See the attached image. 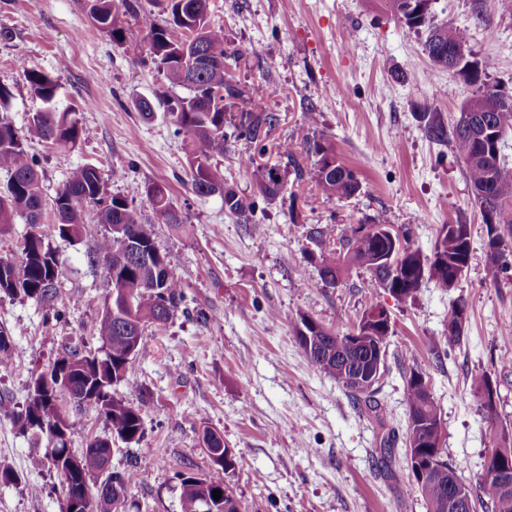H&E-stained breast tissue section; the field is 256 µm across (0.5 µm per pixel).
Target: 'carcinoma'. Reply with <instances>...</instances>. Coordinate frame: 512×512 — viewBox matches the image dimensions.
<instances>
[{
  "mask_svg": "<svg viewBox=\"0 0 512 512\" xmlns=\"http://www.w3.org/2000/svg\"><path fill=\"white\" fill-rule=\"evenodd\" d=\"M90 15L95 25L107 34L114 43L125 39L124 28L119 25V10L129 14L138 13L139 0H91ZM431 0H388L394 17L410 33L426 32L424 50L433 69L446 72L473 88L472 94L462 104L460 113L471 114L481 122L466 133H460L456 122L449 124L432 116L425 126L426 137L448 144L454 155L464 164V175L473 201L479 205L484 224L488 229V241L503 239L498 225L503 224L512 232V162L495 147V141L512 129V77L499 80L489 86L485 72L471 57L458 58L453 49L468 41L467 31L451 22L433 23L430 13ZM167 19L158 23L152 15L144 16V28L150 61L156 65L167 80L192 91L186 97L166 102L167 111L175 115L177 133L181 134L191 150L188 163L191 172V190L200 197L222 194L224 209L245 220L253 211L254 204L245 203L237 193L224 185V172L214 159L224 155L229 142L243 141L252 152L240 157L248 170L257 192L266 202L278 196L277 183L272 170L256 163L264 156L269 145V136L281 123V116L260 101L250 102V107L236 115L230 122L232 132L224 130V103L234 105L245 100V90L233 82L227 73V60L241 57V53L224 48V30L210 25L207 0H166ZM183 32L188 57L199 55L200 65L182 63L171 58L167 37L169 29ZM31 88L43 102V109L35 113L25 129H17L7 118L10 105L9 90L0 85V171L6 174L5 185H0V233L7 231L16 218L25 219L32 231L24 236V248L20 260L0 257V295L23 296L34 300L53 319L61 316L57 309L58 292L54 280L59 276V265L49 238L58 235L76 239L83 227V208L96 207L97 223L105 228L96 249L88 255L95 265L103 263L112 289L115 312H102L96 331L102 341V355L69 353L70 367L75 369L76 390L84 393L77 407H88L101 414L110 429V436L123 443L137 444L144 437L143 413L145 404L130 405L111 393V388L126 379L131 363L129 337L134 336L138 345L145 341V325L156 319L168 321L183 300L181 284L169 268L165 257L154 242V225L142 222L137 211L130 206L125 196H107L100 170L93 165L73 169L63 188L54 199L57 221L42 225L45 199L41 188V176L37 162L27 151L30 141H42L63 149H73L88 138L87 129L77 118L75 109L59 104L57 84L48 76L32 67L26 71ZM495 98L498 106L490 112L484 111L486 101ZM284 168L293 171L299 182L308 177L316 189L328 198L347 200L361 190V182L355 171L337 155L333 145L319 136H304L299 147L286 142L277 145ZM333 160L338 167L333 173L323 175L326 162ZM134 193L146 197L161 224L183 223V219L162 186H154L152 196L146 188L137 186ZM387 224L379 214L359 223L368 231L358 237V227L351 228V236L341 243V248L331 247L335 243V228L332 224H316L310 227L307 236L322 247L320 253L321 281L336 285V281L352 266L362 268L370 275L375 288L380 287L389 276V270L374 264L379 240L375 232ZM433 253L435 259L409 246L404 238L402 262L419 263L412 273L403 276L399 293L402 300L414 298L424 282L433 281L446 290L456 284L458 274L468 268L471 258V234L466 224H444L439 230ZM465 310L460 300L448 317L446 343L453 346L463 338L465 325L458 322L459 312ZM307 316L301 313L286 317L298 344L303 349L309 365L333 379L355 395H369L374 387L364 388L358 380L359 374L376 360L380 352H386L390 333V321L376 328L373 334L354 346L350 335H340L328 330L317 332L306 325ZM311 334L306 339L304 333ZM12 362V338L0 330V367ZM418 372H411L406 380L404 395L407 404L408 422L428 423L423 428L422 455L432 464L429 476L417 482L418 492L427 504L428 512H450L444 507L448 493V474L454 473L439 448H432L431 437L440 409L431 390L422 388L416 381ZM491 383L487 374L474 380V396L488 412L494 405L484 402L483 392ZM11 414L25 432L34 437L43 434V423L60 416L55 396L47 392L28 396L25 407L11 410ZM104 443L95 437L78 456L77 469L80 483L104 470ZM70 450L67 442L52 446L44 455L38 456L34 464L49 465L64 477L61 493H66L74 481L68 466ZM234 466L228 460L206 473V484L198 482L192 472L178 473L181 512H203V501L212 499L213 491L230 493L224 474ZM124 485V479L109 473L98 488V497L104 508L111 512L112 498L105 495L110 483ZM482 483L492 497L493 512H512V490L499 489L496 479L482 474Z\"/></svg>",
  "mask_w": 512,
  "mask_h": 512,
  "instance_id": "cac0c4a2",
  "label": "carcinoma"
}]
</instances>
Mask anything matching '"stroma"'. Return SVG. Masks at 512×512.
<instances>
[{"label": "stroma", "mask_w": 512, "mask_h": 512, "mask_svg": "<svg viewBox=\"0 0 512 512\" xmlns=\"http://www.w3.org/2000/svg\"><path fill=\"white\" fill-rule=\"evenodd\" d=\"M436 22L466 28L473 59L490 80L512 76V0H431ZM209 21L224 45L244 54L230 67L252 100L282 117L272 143L300 144L305 113L337 155L357 173L358 196L338 201L305 181L261 201L240 166L246 144L220 158L226 186L256 208L249 221L224 209L220 195L190 189L187 150L165 99L187 96L154 65L145 64L139 18L123 14L126 37L112 43L89 16L87 0H0V84L12 94L8 116L26 126L41 107L26 71L37 68L75 105L90 135L72 150L33 141L47 206L71 169L99 168L111 195L136 185L167 188L185 224H156L155 242L180 281L185 299L173 316L148 325L147 342L116 395L144 404L140 444L114 450L109 466L126 482L134 512H180L176 472L209 471L203 428L224 437L235 466L225 476L242 512H427L407 459L405 380L422 372L445 423L442 448L457 476L484 505L482 483L490 427L512 433V277L493 281L486 262L487 227L471 198L463 165L429 140L421 119L430 110L453 120L470 87L432 75L424 34L407 33L386 0H209ZM153 106L143 117L139 101ZM409 231L410 245L430 254L439 229H471L470 263L454 288L422 285L401 302L372 288L362 269L336 286L319 276L313 224L336 237L377 213ZM103 232L86 214L79 239L52 236L59 262L58 304L65 318L46 324L25 297L0 298V326L13 338V362L0 368V398L22 408L31 377L64 344L102 345L95 325L112 284L103 265H90ZM466 303L460 344L444 329L457 301ZM383 306L391 329L375 408L313 370L284 317L303 313L326 329L353 332L363 313ZM490 374L495 411L477 403L472 380ZM10 416L0 413V467L18 474L0 485V512H64L60 476L31 465L44 454Z\"/></svg>", "instance_id": "1"}]
</instances>
